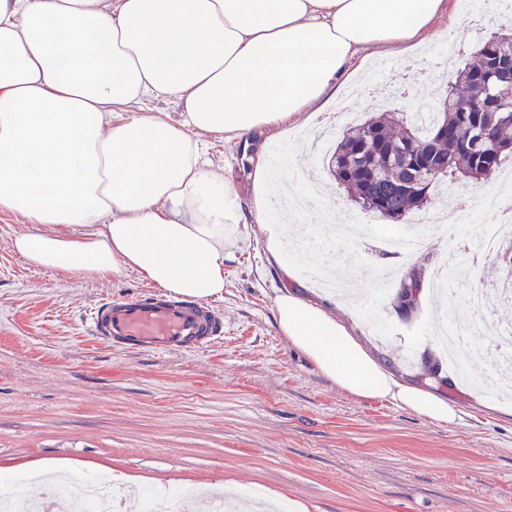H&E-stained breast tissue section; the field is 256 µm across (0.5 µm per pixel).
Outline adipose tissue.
I'll use <instances>...</instances> for the list:
<instances>
[{"mask_svg": "<svg viewBox=\"0 0 512 512\" xmlns=\"http://www.w3.org/2000/svg\"><path fill=\"white\" fill-rule=\"evenodd\" d=\"M448 0H0V214L43 224L15 237L30 264L168 292L224 296V251L267 230L265 154L243 203L207 141L280 140L324 108L361 57L428 40ZM171 100L177 117L147 110ZM281 336L338 387L434 422L455 411L396 379L326 307L284 292Z\"/></svg>", "mask_w": 512, "mask_h": 512, "instance_id": "ef3b65f1", "label": "adipose tissue"}]
</instances>
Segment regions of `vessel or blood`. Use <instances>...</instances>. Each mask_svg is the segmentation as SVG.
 Listing matches in <instances>:
<instances>
[{
    "mask_svg": "<svg viewBox=\"0 0 512 512\" xmlns=\"http://www.w3.org/2000/svg\"><path fill=\"white\" fill-rule=\"evenodd\" d=\"M89 327L106 343L141 351L196 350L224 332L223 319L212 306L150 292L98 305Z\"/></svg>",
    "mask_w": 512,
    "mask_h": 512,
    "instance_id": "1",
    "label": "vessel or blood"
}]
</instances>
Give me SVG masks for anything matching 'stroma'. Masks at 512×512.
Instances as JSON below:
<instances>
[{"mask_svg":"<svg viewBox=\"0 0 512 512\" xmlns=\"http://www.w3.org/2000/svg\"><path fill=\"white\" fill-rule=\"evenodd\" d=\"M490 11V0H449L421 55L384 54L368 79L397 85L405 65L421 60L433 72L411 105L435 104L447 79L436 64L448 41L460 49L456 66L470 62L473 46L493 30ZM345 104L340 93L325 112L298 118L281 147L286 176L301 185L330 182L327 161L300 132L331 121ZM259 145L255 138L206 149L246 202ZM483 194L439 192L427 209L437 222L405 257L381 244L402 223L379 220L341 189L343 215L370 227L362 244L337 239L321 213L307 211L289 221L288 251L278 262L261 227L249 225L224 258V297L214 303L224 333L194 352L138 353L92 336L87 320L96 306L149 283L131 271L97 281L34 267L13 240L43 225L0 214V476L35 475L32 461L49 459L73 481L112 473L137 487L223 488L234 512L261 504L287 512L293 502L303 512H512V399L485 387L483 358L461 372L449 366L437 337L449 312L469 302L456 292L437 297L429 283L449 234L492 224ZM320 241L329 242L327 255L344 266L361 299L318 286ZM285 262L300 270L309 297L328 305L379 361L447 399L455 420L440 424L388 399L359 398L322 376L276 327ZM412 271L421 288L407 314L395 295Z\"/></svg>","mask_w":512,"mask_h":512,"instance_id":"1","label":"stroma"}]
</instances>
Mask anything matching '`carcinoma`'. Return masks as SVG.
I'll use <instances>...</instances> for the list:
<instances>
[{
  "label": "carcinoma",
  "mask_w": 512,
  "mask_h": 512,
  "mask_svg": "<svg viewBox=\"0 0 512 512\" xmlns=\"http://www.w3.org/2000/svg\"><path fill=\"white\" fill-rule=\"evenodd\" d=\"M512 51V26L474 46L476 64L459 70L425 126L399 109L350 126L330 154L336 182L350 199L383 220L406 221L437 187L488 183L512 158V99L500 101L497 54ZM420 281L401 284L400 308Z\"/></svg>",
  "instance_id": "cac0c4a2"
}]
</instances>
